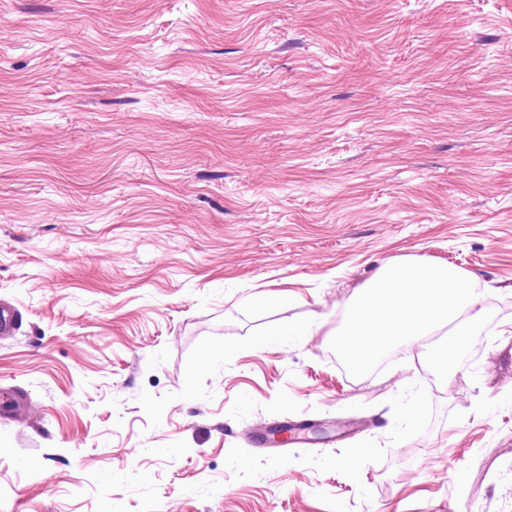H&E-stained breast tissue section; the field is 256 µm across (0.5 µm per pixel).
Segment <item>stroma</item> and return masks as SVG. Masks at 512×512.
Listing matches in <instances>:
<instances>
[{"instance_id":"1","label":"stroma","mask_w":512,"mask_h":512,"mask_svg":"<svg viewBox=\"0 0 512 512\" xmlns=\"http://www.w3.org/2000/svg\"><path fill=\"white\" fill-rule=\"evenodd\" d=\"M394 256L495 290L445 381L330 348ZM1 300L0 512H512V0H0ZM314 325H317L314 321L304 324H288L280 330L266 335L270 337L262 339L259 341V344L264 347L299 341L303 336H310L312 334ZM265 423L257 425L254 429V444L259 449L279 447H305L311 443L309 437L314 424L308 420H291L284 423Z\"/></svg>"}]
</instances>
